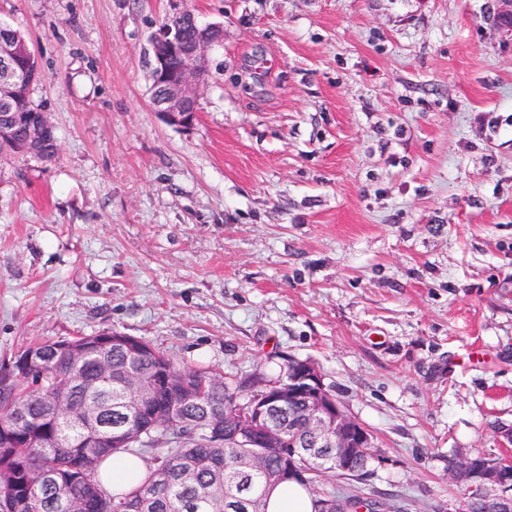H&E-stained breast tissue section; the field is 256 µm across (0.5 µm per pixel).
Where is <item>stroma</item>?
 Here are the masks:
<instances>
[{"instance_id":"35a3bbf8","label":"stroma","mask_w":512,"mask_h":512,"mask_svg":"<svg viewBox=\"0 0 512 512\" xmlns=\"http://www.w3.org/2000/svg\"><path fill=\"white\" fill-rule=\"evenodd\" d=\"M500 0H0L60 154L0 155V365L117 331L181 365L309 360L401 512L512 430V31ZM222 25L193 125L150 103L172 9Z\"/></svg>"}]
</instances>
